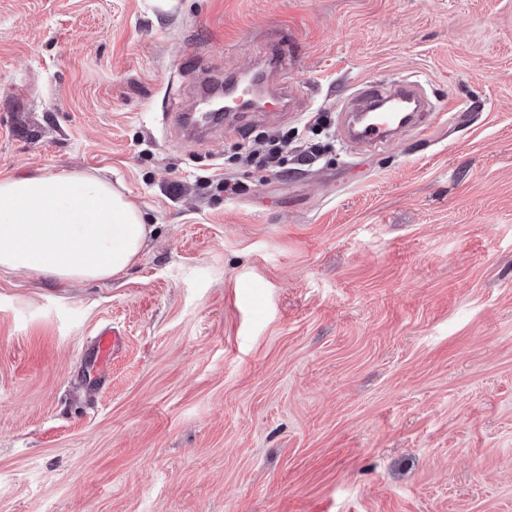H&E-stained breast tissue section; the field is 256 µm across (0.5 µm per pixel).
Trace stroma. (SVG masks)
Here are the masks:
<instances>
[{
    "mask_svg": "<svg viewBox=\"0 0 512 512\" xmlns=\"http://www.w3.org/2000/svg\"><path fill=\"white\" fill-rule=\"evenodd\" d=\"M273 41L302 111L163 127L190 55ZM401 77L430 128L344 142L351 91ZM316 112L314 163H240ZM39 171L154 231L112 281L0 272V512H512V0H0V178ZM123 342V336L118 329L112 328L104 331L96 342V348L93 349L97 363L102 367H107L110 363L112 353L118 349Z\"/></svg>",
    "mask_w": 512,
    "mask_h": 512,
    "instance_id": "1",
    "label": "stroma"
}]
</instances>
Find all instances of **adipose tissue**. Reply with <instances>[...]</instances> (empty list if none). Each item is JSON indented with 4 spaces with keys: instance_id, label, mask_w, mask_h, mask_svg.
Here are the masks:
<instances>
[{
    "instance_id": "obj_1",
    "label": "adipose tissue",
    "mask_w": 512,
    "mask_h": 512,
    "mask_svg": "<svg viewBox=\"0 0 512 512\" xmlns=\"http://www.w3.org/2000/svg\"><path fill=\"white\" fill-rule=\"evenodd\" d=\"M152 227L96 173L0 178V271L103 281L136 264Z\"/></svg>"
}]
</instances>
